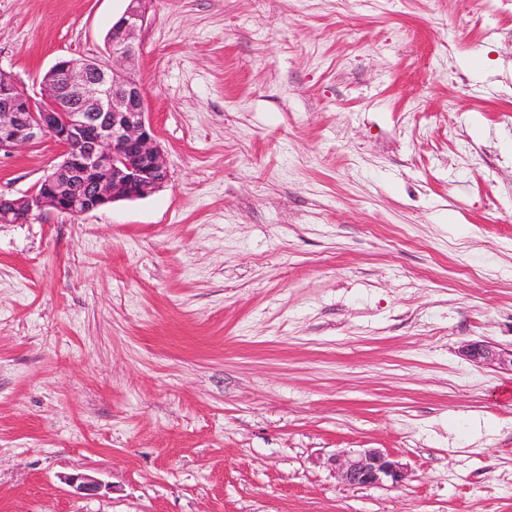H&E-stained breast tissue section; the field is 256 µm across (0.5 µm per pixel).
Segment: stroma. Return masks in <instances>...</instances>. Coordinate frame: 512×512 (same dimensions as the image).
<instances>
[{"label": "stroma", "mask_w": 512, "mask_h": 512, "mask_svg": "<svg viewBox=\"0 0 512 512\" xmlns=\"http://www.w3.org/2000/svg\"><path fill=\"white\" fill-rule=\"evenodd\" d=\"M128 4L0 0V70L107 60ZM146 7L168 182L0 224V512H512V373L460 354L512 347V11ZM363 448L405 482L342 483Z\"/></svg>", "instance_id": "stroma-1"}]
</instances>
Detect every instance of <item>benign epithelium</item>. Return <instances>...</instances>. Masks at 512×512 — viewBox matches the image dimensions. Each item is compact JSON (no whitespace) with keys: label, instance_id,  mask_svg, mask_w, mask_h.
<instances>
[{"label":"benign epithelium","instance_id":"1","mask_svg":"<svg viewBox=\"0 0 512 512\" xmlns=\"http://www.w3.org/2000/svg\"><path fill=\"white\" fill-rule=\"evenodd\" d=\"M145 18V0H130L120 31L107 41L110 61L60 58L43 75L38 98L0 71V155L48 139L60 158L31 192L0 204V224L29 221L47 210L79 217L115 201L145 198L167 183L169 170L136 78L135 39ZM460 355L512 372V349L474 341ZM329 465L350 486H397L407 478L396 457L379 448L338 454ZM70 486L84 497L101 484L76 474Z\"/></svg>","mask_w":512,"mask_h":512}]
</instances>
